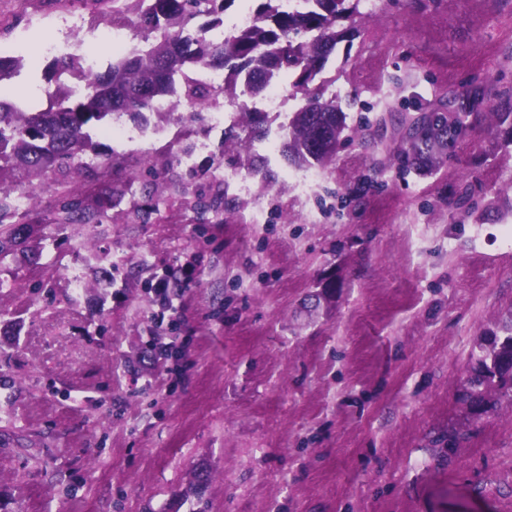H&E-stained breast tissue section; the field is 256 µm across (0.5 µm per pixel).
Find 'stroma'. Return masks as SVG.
Returning <instances> with one entry per match:
<instances>
[{
	"label": "stroma",
	"instance_id": "1",
	"mask_svg": "<svg viewBox=\"0 0 512 512\" xmlns=\"http://www.w3.org/2000/svg\"><path fill=\"white\" fill-rule=\"evenodd\" d=\"M110 24L85 0H0V45L75 40L103 71ZM362 27L329 76L348 125L365 106L386 127L307 194L276 155L234 222L197 223L189 194L225 172L224 129L206 120L143 142L97 130L121 163L94 185L107 218L93 228L58 231L52 185L73 175L49 173L30 206L37 264L0 266L5 512H512V398L489 392L478 418L458 400L512 319V130L473 116L438 171L382 164L418 104L476 78L512 85V0H380ZM199 138L193 168L166 164ZM148 155L154 175L131 181ZM154 192L165 223L129 220ZM258 205L267 221L249 223ZM187 268L160 322L150 285ZM158 337L179 356L155 358Z\"/></svg>",
	"mask_w": 512,
	"mask_h": 512
}]
</instances>
